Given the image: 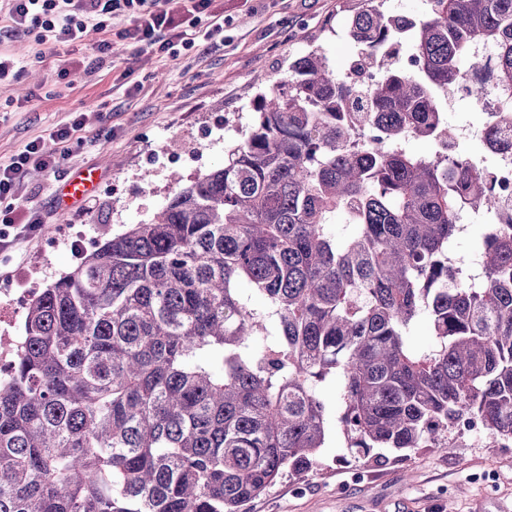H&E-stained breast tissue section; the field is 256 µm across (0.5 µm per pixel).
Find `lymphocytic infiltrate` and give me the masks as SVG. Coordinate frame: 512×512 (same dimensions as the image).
I'll return each instance as SVG.
<instances>
[{
  "instance_id": "f902f5d3",
  "label": "lymphocytic infiltrate",
  "mask_w": 512,
  "mask_h": 512,
  "mask_svg": "<svg viewBox=\"0 0 512 512\" xmlns=\"http://www.w3.org/2000/svg\"><path fill=\"white\" fill-rule=\"evenodd\" d=\"M8 18L13 29L41 28L44 41L53 44L84 42L90 31L104 29L108 20L118 16L132 18L131 28L122 30L120 39L177 56L179 47L188 45V33L201 29L209 39L223 30L215 14L216 0H9ZM82 119L53 134V146L34 141L5 166L0 165V251L17 241L32 237L36 222L20 221L14 204L15 192L30 160L40 167H58L63 154L59 144L81 130Z\"/></svg>"
}]
</instances>
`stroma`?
I'll return each instance as SVG.
<instances>
[{"mask_svg":"<svg viewBox=\"0 0 512 512\" xmlns=\"http://www.w3.org/2000/svg\"><path fill=\"white\" fill-rule=\"evenodd\" d=\"M357 2L218 0L223 42L195 38L174 59L116 41L125 17L90 32L85 44L52 47L12 31L0 10V55L25 66L18 78L0 81V163L48 138L73 113L85 115L60 165L25 176L16 205L40 229L17 244L0 283L33 296L76 266L71 241L96 249L106 235L151 219L174 178L188 184L222 165L225 149L253 120L257 94L287 77L296 56L318 45L344 69L346 18ZM106 37L114 39V53L101 60L94 45ZM87 169L100 173L95 191L59 210V185ZM445 438L450 447L443 451L363 456L332 428L316 468L302 478L283 474L247 512H512V440L463 436L454 426Z\"/></svg>","mask_w":512,"mask_h":512,"instance_id":"stroma-1","label":"stroma"}]
</instances>
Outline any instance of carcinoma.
I'll list each match as a JSON object with an SVG mask.
<instances>
[{
	"label": "carcinoma",
	"mask_w": 512,
	"mask_h": 512,
	"mask_svg": "<svg viewBox=\"0 0 512 512\" xmlns=\"http://www.w3.org/2000/svg\"><path fill=\"white\" fill-rule=\"evenodd\" d=\"M362 2L347 35L396 48ZM478 41L512 95V0H426L417 68L364 97L321 48L299 55L222 167L34 295L0 381V512H243L317 465L326 381L365 455L446 450L464 416L512 439V221L472 282L450 241L461 211L497 207L490 179L463 149L406 148L452 140L438 99L487 69Z\"/></svg>",
	"instance_id": "carcinoma-1"
}]
</instances>
